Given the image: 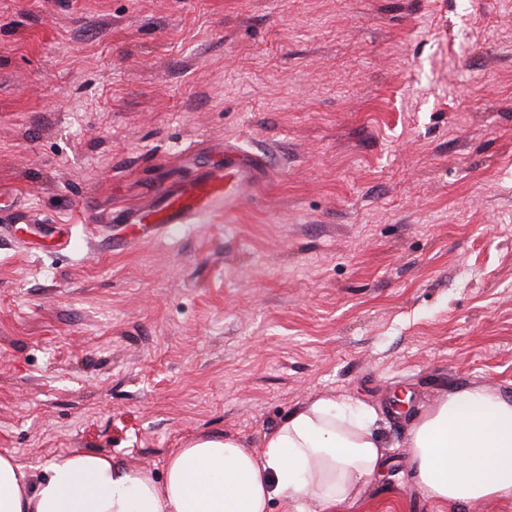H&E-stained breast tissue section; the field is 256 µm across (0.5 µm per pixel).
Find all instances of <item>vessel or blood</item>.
I'll use <instances>...</instances> for the list:
<instances>
[{
	"label": "vessel or blood",
	"mask_w": 512,
	"mask_h": 512,
	"mask_svg": "<svg viewBox=\"0 0 512 512\" xmlns=\"http://www.w3.org/2000/svg\"><path fill=\"white\" fill-rule=\"evenodd\" d=\"M259 182V171L250 165L211 171L192 184L163 190L158 204L122 213L116 220L147 233L168 224H188L220 209L230 213L255 194Z\"/></svg>",
	"instance_id": "1"
}]
</instances>
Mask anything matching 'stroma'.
<instances>
[{"mask_svg":"<svg viewBox=\"0 0 512 512\" xmlns=\"http://www.w3.org/2000/svg\"><path fill=\"white\" fill-rule=\"evenodd\" d=\"M230 145L255 199L114 223ZM0 196V454L159 474L331 397L385 445L361 512H512L408 466L439 398L512 396V0H0Z\"/></svg>","mask_w":512,"mask_h":512,"instance_id":"35a3bbf8","label":"stroma"}]
</instances>
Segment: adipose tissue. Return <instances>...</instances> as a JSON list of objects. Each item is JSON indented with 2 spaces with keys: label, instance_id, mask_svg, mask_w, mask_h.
I'll return each instance as SVG.
<instances>
[{
  "label": "adipose tissue",
  "instance_id": "obj_1",
  "mask_svg": "<svg viewBox=\"0 0 512 512\" xmlns=\"http://www.w3.org/2000/svg\"><path fill=\"white\" fill-rule=\"evenodd\" d=\"M369 413L318 398L265 435L254 452L231 437L175 449L162 474L75 450L41 475L0 454V512H351L386 465ZM415 484L438 504L512 501V398L451 392L413 425Z\"/></svg>",
  "mask_w": 512,
  "mask_h": 512
}]
</instances>
